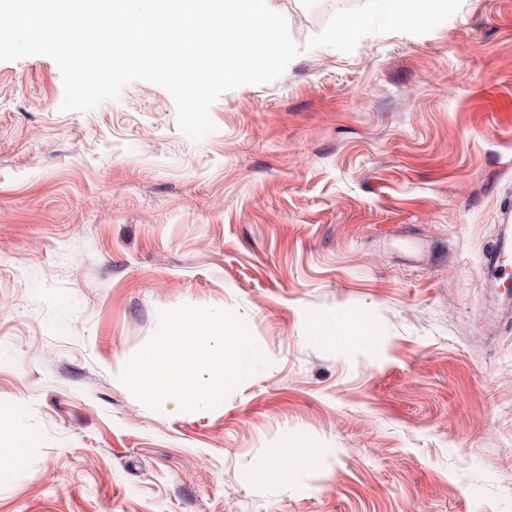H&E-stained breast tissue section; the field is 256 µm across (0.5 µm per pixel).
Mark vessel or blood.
Returning <instances> with one entry per match:
<instances>
[{"label":"vessel or blood","instance_id":"1","mask_svg":"<svg viewBox=\"0 0 512 512\" xmlns=\"http://www.w3.org/2000/svg\"><path fill=\"white\" fill-rule=\"evenodd\" d=\"M483 287L493 293V302L483 315L487 326L512 320V294L506 291L512 282V206L500 211V223L495 240L483 251L480 259Z\"/></svg>","mask_w":512,"mask_h":512}]
</instances>
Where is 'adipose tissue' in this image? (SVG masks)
I'll return each mask as SVG.
<instances>
[{
  "label": "adipose tissue",
  "mask_w": 512,
  "mask_h": 512,
  "mask_svg": "<svg viewBox=\"0 0 512 512\" xmlns=\"http://www.w3.org/2000/svg\"><path fill=\"white\" fill-rule=\"evenodd\" d=\"M370 17L348 16L342 18L335 31L336 38L352 39L366 23L390 27L398 23L418 25L435 13L444 10L447 0H371ZM323 461V451L299 444L291 448L272 449L269 457L255 471L262 481L283 480L288 476L291 463L299 462L310 466Z\"/></svg>",
  "instance_id": "obj_1"
}]
</instances>
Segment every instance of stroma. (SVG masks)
Returning <instances> with one entry per match:
<instances>
[{"label":"stroma","instance_id":"35a3bbf8","mask_svg":"<svg viewBox=\"0 0 512 512\" xmlns=\"http://www.w3.org/2000/svg\"><path fill=\"white\" fill-rule=\"evenodd\" d=\"M229 90L193 142L146 81L61 111L56 63L0 61V512H512V322L479 260L512 204V0L328 36ZM237 312L267 360L212 410L119 381L158 313ZM367 318L371 346L318 321ZM326 461L260 483L270 450ZM31 444L27 435H19L7 444L0 443V474L20 465L24 459L25 448Z\"/></svg>","mask_w":512,"mask_h":512}]
</instances>
